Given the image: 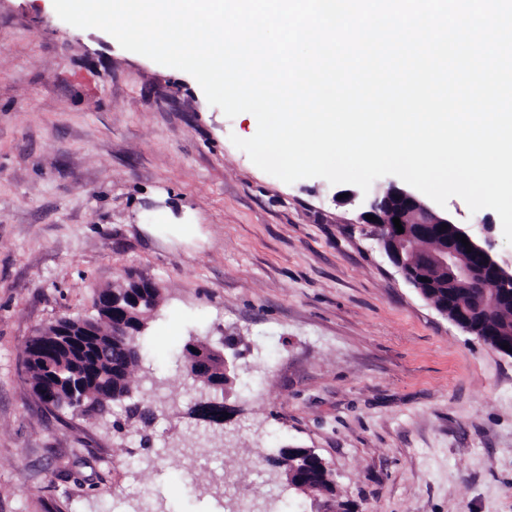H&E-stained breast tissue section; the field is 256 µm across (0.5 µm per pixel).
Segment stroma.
<instances>
[{
    "label": "stroma",
    "instance_id": "1",
    "mask_svg": "<svg viewBox=\"0 0 512 512\" xmlns=\"http://www.w3.org/2000/svg\"><path fill=\"white\" fill-rule=\"evenodd\" d=\"M256 130L53 0H0V512H314L267 462L287 446L328 464L331 512H512V357L403 278L345 185L254 165L232 139ZM446 208L512 267L496 212ZM130 272L162 296L132 387L164 378L166 409L118 432L43 406L25 343ZM231 336L212 425L173 364Z\"/></svg>",
    "mask_w": 512,
    "mask_h": 512
}]
</instances>
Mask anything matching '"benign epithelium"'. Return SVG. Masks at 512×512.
I'll return each mask as SVG.
<instances>
[{
	"instance_id": "obj_1",
	"label": "benign epithelium",
	"mask_w": 512,
	"mask_h": 512,
	"mask_svg": "<svg viewBox=\"0 0 512 512\" xmlns=\"http://www.w3.org/2000/svg\"><path fill=\"white\" fill-rule=\"evenodd\" d=\"M359 200L361 213L359 220L367 224L366 216L373 215L375 234L381 236L380 244L392 263L401 271L404 278L421 294L428 288H439L434 279L437 269L455 270L453 288H470L475 280H482L485 297L490 305L512 298V274L508 273L489 251L475 242H470L471 253L476 261L473 266L458 264L457 248L462 246L456 235L466 232L453 223L448 215L436 211L415 192L391 182L381 191L362 198L348 193V200ZM399 218L404 232L399 234L393 218ZM422 237L437 240L436 249L426 253L418 263L408 262L405 253L411 251L414 242ZM435 308L451 322L466 332H471L468 321L459 316V310L452 309V302L443 300ZM89 319L69 316L59 318L54 324L37 329L33 337L49 339L62 336L70 344L77 343V337L86 335L81 326ZM188 371L192 377L204 382L212 391L209 397L198 400L196 413L199 419L213 424L221 423L228 412L224 404V374L235 370V360L212 346L191 344L186 353Z\"/></svg>"
}]
</instances>
